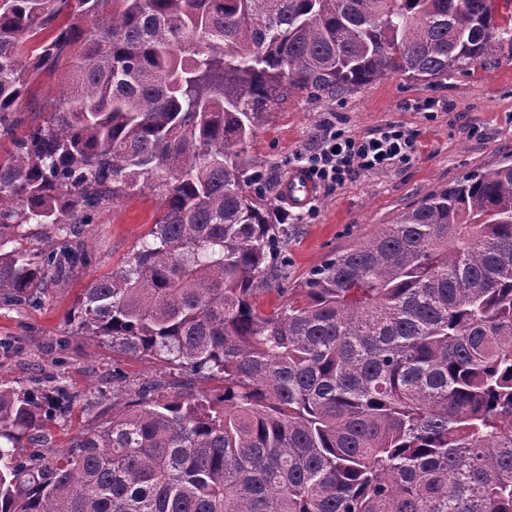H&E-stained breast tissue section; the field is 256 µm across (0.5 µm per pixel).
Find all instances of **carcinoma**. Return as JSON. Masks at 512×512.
<instances>
[{"instance_id": "carcinoma-1", "label": "carcinoma", "mask_w": 512, "mask_h": 512, "mask_svg": "<svg viewBox=\"0 0 512 512\" xmlns=\"http://www.w3.org/2000/svg\"><path fill=\"white\" fill-rule=\"evenodd\" d=\"M495 2L0 0V305L49 302L97 264L103 213L148 191L153 226L70 333L224 384L0 386V512H512V161L264 312L288 225L246 159L292 93L444 78L512 46ZM45 72L66 92L30 122ZM108 400L105 425L51 446L47 423ZM62 92V85L55 74H44L38 81L32 84L30 92L19 105V112L24 114L30 121L39 119V114L32 116L30 111L34 110L49 99L59 96Z\"/></svg>"}]
</instances>
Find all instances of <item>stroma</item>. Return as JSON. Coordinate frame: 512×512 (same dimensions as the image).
Segmentation results:
<instances>
[{"instance_id":"stroma-1","label":"stroma","mask_w":512,"mask_h":512,"mask_svg":"<svg viewBox=\"0 0 512 512\" xmlns=\"http://www.w3.org/2000/svg\"><path fill=\"white\" fill-rule=\"evenodd\" d=\"M428 99L437 104L431 121L412 108ZM327 119L358 136L389 122L401 124L416 135L419 151L409 165L360 175L341 186H317L310 202L314 213L300 220L296 208L280 198L279 188L294 170L296 156L313 146ZM246 156L251 170L263 173L278 213L292 217L285 285L299 287L334 254L367 240L429 194L512 156V48L503 47L495 56L446 78L416 80L393 74L330 98L289 95L269 121L256 127ZM159 205L155 196L121 200L103 216L109 234L95 266L58 288L43 308H0V338L17 342L12 353L0 355L1 382L28 385L64 336L68 344L62 368L75 394L88 393L93 382L115 372L132 386L161 379L172 393L189 386L185 377L161 362L114 351L100 337L66 334L67 315L82 289L124 264L149 231Z\"/></svg>"}]
</instances>
